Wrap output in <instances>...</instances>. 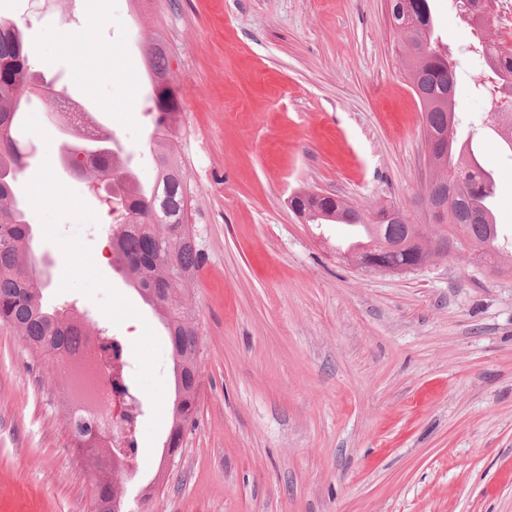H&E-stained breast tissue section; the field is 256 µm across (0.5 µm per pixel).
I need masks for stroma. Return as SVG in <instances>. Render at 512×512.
Returning <instances> with one entry per match:
<instances>
[{
	"instance_id": "obj_1",
	"label": "stroma",
	"mask_w": 512,
	"mask_h": 512,
	"mask_svg": "<svg viewBox=\"0 0 512 512\" xmlns=\"http://www.w3.org/2000/svg\"><path fill=\"white\" fill-rule=\"evenodd\" d=\"M458 58V137L495 182L512 241V158L490 128L473 43L512 45V0L473 31L457 0H431ZM0 0L30 62L58 78L157 178L142 48L162 37L181 102L174 149L192 189L203 262L185 301L200 342L198 412L172 462L164 442L173 361L154 311L116 261L100 265L111 209L59 164L63 120L37 100L40 157L18 195L54 263L46 298L88 310L128 345L148 408L128 512H512V257L403 273L336 257L342 224L303 223L289 200L331 193L426 219L425 140L386 0ZM57 190L43 197L42 173ZM74 381L0 330V512H92L91 469L73 447Z\"/></svg>"
}]
</instances>
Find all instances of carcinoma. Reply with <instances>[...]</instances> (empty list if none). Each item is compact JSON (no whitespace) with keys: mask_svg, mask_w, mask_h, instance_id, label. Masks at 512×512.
<instances>
[{"mask_svg":"<svg viewBox=\"0 0 512 512\" xmlns=\"http://www.w3.org/2000/svg\"><path fill=\"white\" fill-rule=\"evenodd\" d=\"M463 19L484 27L488 0H460ZM403 34L402 50L408 60L409 79L423 118L425 142L432 146L438 167L432 170L431 193L448 192L450 204L444 223L420 226L404 214L398 220L376 219L382 213L360 211L339 198L300 192L294 203L308 224H346L360 227L363 244L348 251L364 255L389 240L404 241L403 250L389 255L401 265L417 253L429 259V242L442 235L461 236L459 252H478L481 261L500 264L503 247L491 206L494 182L477 157L465 153L454 137L456 69L448 53L434 40L430 0H405V15L396 18ZM486 66L494 78V92L512 97V48L493 41L480 43ZM148 112L153 117L150 153L157 168L153 187L137 181L130 160L117 153L104 157L93 170L98 182L111 183L112 211L121 222L112 228L111 245L121 269L164 326L171 345L175 396L173 421L167 436L177 448L185 428L195 423L199 394L198 331L195 311L181 300L196 275L201 252L197 234L188 223L190 191L171 141L179 122L176 90L168 87L169 51L161 38L146 48ZM64 88L33 70L26 55L24 34L14 24L0 22V329L17 336L25 348L53 356L86 336L83 320L68 308L51 307L44 298L48 281L40 275V259L33 249V233L16 195L19 177L32 158L31 144L13 137L32 97L60 99ZM502 148L512 152V112L495 113ZM112 408L69 413V425L78 451L90 458L94 470V512H124L113 507L122 477L108 468L112 449L97 446L96 432Z\"/></svg>","mask_w":512,"mask_h":512,"instance_id":"1","label":"carcinoma"}]
</instances>
